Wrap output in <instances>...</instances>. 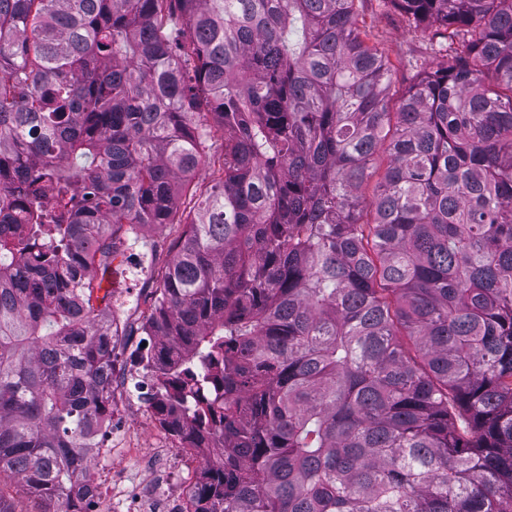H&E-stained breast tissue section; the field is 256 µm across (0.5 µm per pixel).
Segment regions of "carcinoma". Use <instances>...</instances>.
Returning <instances> with one entry per match:
<instances>
[{
  "mask_svg": "<svg viewBox=\"0 0 512 512\" xmlns=\"http://www.w3.org/2000/svg\"><path fill=\"white\" fill-rule=\"evenodd\" d=\"M355 2L0 0V512L92 482L94 275L218 133L149 316L197 512H512V0H390L448 58L394 113ZM224 153V142L221 139L213 140V145L210 151V161L205 166H202L198 171V176L195 178L193 187L197 188L199 192L204 190L212 178L213 171L219 168L222 155ZM210 162V163H209Z\"/></svg>",
  "mask_w": 512,
  "mask_h": 512,
  "instance_id": "cac0c4a2",
  "label": "carcinoma"
}]
</instances>
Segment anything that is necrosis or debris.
Instances as JSON below:
<instances>
[{"mask_svg":"<svg viewBox=\"0 0 512 512\" xmlns=\"http://www.w3.org/2000/svg\"><path fill=\"white\" fill-rule=\"evenodd\" d=\"M121 407L93 432L92 456L100 477L84 495L82 512H197L199 477L208 449L178 439L143 446L141 462L153 464L159 481L147 486L129 473V444L142 430L164 431L171 415L158 393L157 372L147 348L134 354L123 376L112 379Z\"/></svg>","mask_w":512,"mask_h":512,"instance_id":"1","label":"necrosis or debris"}]
</instances>
